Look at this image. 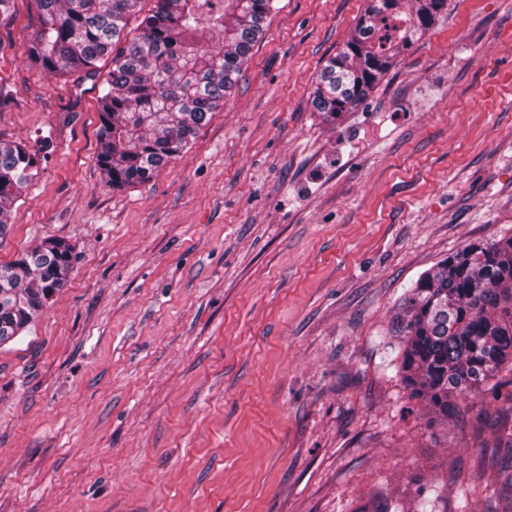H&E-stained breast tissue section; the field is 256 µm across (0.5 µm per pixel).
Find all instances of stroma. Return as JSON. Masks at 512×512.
<instances>
[{"mask_svg":"<svg viewBox=\"0 0 512 512\" xmlns=\"http://www.w3.org/2000/svg\"><path fill=\"white\" fill-rule=\"evenodd\" d=\"M238 84L150 182L97 164L99 80L0 18V139L37 176L0 264L55 238L67 282L0 345V512H512V450L431 421L394 361L406 289L512 237V0H448L353 111L314 81L366 0H275Z\"/></svg>","mask_w":512,"mask_h":512,"instance_id":"stroma-1","label":"stroma"}]
</instances>
